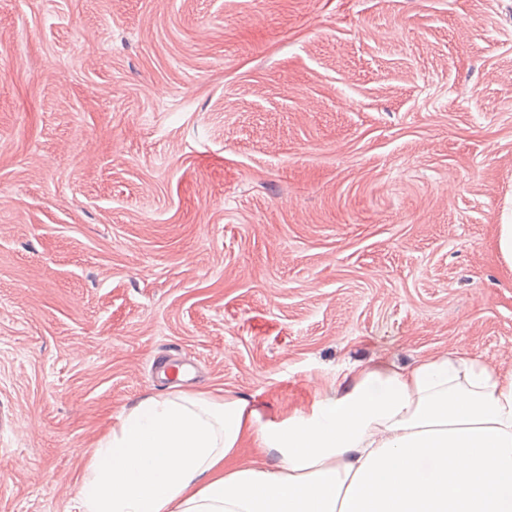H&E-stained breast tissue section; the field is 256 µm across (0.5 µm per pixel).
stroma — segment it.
Segmentation results:
<instances>
[{
  "label": "stroma",
  "instance_id": "stroma-1",
  "mask_svg": "<svg viewBox=\"0 0 512 512\" xmlns=\"http://www.w3.org/2000/svg\"><path fill=\"white\" fill-rule=\"evenodd\" d=\"M504 224L512 0H0V512L147 395L512 370Z\"/></svg>",
  "mask_w": 512,
  "mask_h": 512
}]
</instances>
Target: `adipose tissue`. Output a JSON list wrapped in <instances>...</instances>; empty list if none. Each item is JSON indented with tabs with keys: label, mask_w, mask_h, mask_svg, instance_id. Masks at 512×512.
<instances>
[{
	"label": "adipose tissue",
	"mask_w": 512,
	"mask_h": 512,
	"mask_svg": "<svg viewBox=\"0 0 512 512\" xmlns=\"http://www.w3.org/2000/svg\"><path fill=\"white\" fill-rule=\"evenodd\" d=\"M276 452L237 460L243 436ZM77 512H512V371L379 363L280 422L210 391L146 396L100 444Z\"/></svg>",
	"instance_id": "obj_1"
}]
</instances>
